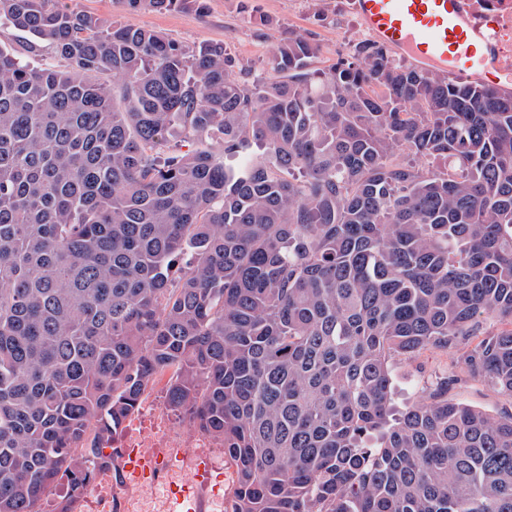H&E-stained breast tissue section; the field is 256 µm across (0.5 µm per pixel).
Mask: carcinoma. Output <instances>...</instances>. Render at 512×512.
I'll return each instance as SVG.
<instances>
[{
  "mask_svg": "<svg viewBox=\"0 0 512 512\" xmlns=\"http://www.w3.org/2000/svg\"><path fill=\"white\" fill-rule=\"evenodd\" d=\"M1 24L65 66L0 48V512L120 480L162 380L236 468L225 512H512V412L448 378L392 403L395 358L475 336L512 398V92L379 44L313 71L293 34L241 82L60 0Z\"/></svg>",
  "mask_w": 512,
  "mask_h": 512,
  "instance_id": "carcinoma-1",
  "label": "carcinoma"
}]
</instances>
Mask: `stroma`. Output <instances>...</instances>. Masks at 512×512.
I'll return each instance as SVG.
<instances>
[{"label":"stroma","mask_w":512,"mask_h":512,"mask_svg":"<svg viewBox=\"0 0 512 512\" xmlns=\"http://www.w3.org/2000/svg\"><path fill=\"white\" fill-rule=\"evenodd\" d=\"M67 7L144 29L165 33L189 45H220L233 62V75L264 73L278 44L288 34L305 36L317 48L316 68L329 69L337 59L354 55L371 36L350 0H206L204 9L128 10L123 0H65ZM463 347L430 350L392 365L395 403L428 398L440 379L457 376L448 390L455 401L498 416L512 411V399L468 377ZM236 474L232 463H215L208 482L198 484V512H224Z\"/></svg>","instance_id":"stroma-1"}]
</instances>
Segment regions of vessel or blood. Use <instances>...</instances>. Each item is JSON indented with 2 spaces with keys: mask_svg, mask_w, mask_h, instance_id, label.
Returning <instances> with one entry per match:
<instances>
[{
  "mask_svg": "<svg viewBox=\"0 0 512 512\" xmlns=\"http://www.w3.org/2000/svg\"><path fill=\"white\" fill-rule=\"evenodd\" d=\"M365 28L414 66L499 84L505 68L490 26L475 23L467 0H354Z\"/></svg>",
  "mask_w": 512,
  "mask_h": 512,
  "instance_id": "obj_1",
  "label": "vessel or blood"
}]
</instances>
